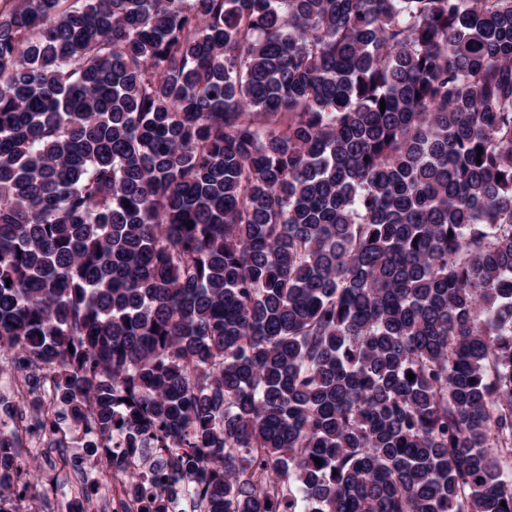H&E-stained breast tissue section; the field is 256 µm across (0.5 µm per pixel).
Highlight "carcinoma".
Here are the masks:
<instances>
[{"instance_id": "carcinoma-1", "label": "carcinoma", "mask_w": 512, "mask_h": 512, "mask_svg": "<svg viewBox=\"0 0 512 512\" xmlns=\"http://www.w3.org/2000/svg\"><path fill=\"white\" fill-rule=\"evenodd\" d=\"M8 2L30 414L197 512H512V0Z\"/></svg>"}]
</instances>
